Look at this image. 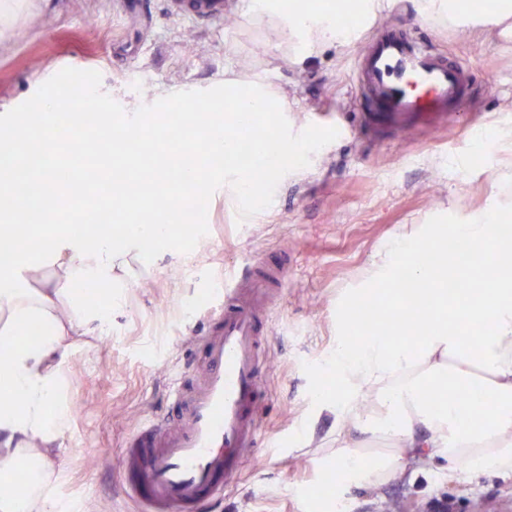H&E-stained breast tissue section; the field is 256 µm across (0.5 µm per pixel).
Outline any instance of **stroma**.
<instances>
[{
  "instance_id": "35a3bbf8",
  "label": "stroma",
  "mask_w": 512,
  "mask_h": 512,
  "mask_svg": "<svg viewBox=\"0 0 512 512\" xmlns=\"http://www.w3.org/2000/svg\"><path fill=\"white\" fill-rule=\"evenodd\" d=\"M0 22V113L30 98L55 63L76 59L114 95L152 104L163 90H206L259 79L284 96L293 132L342 126L346 133L287 174L272 204L238 221L234 193L218 189L208 233L189 254L161 253L91 345L64 361L71 404L55 464L54 496L65 512H136L121 487V459L140 422L171 413L170 368L201 359L195 314L210 278L256 253L290 264L277 293L266 345L265 404L257 414L270 448L245 460L216 512H336L311 492L324 478L337 420L320 405L322 368L347 326L346 300L361 288L376 253L401 234L434 242L446 226L499 207L512 224V152L478 145L487 130L512 129V14L497 0L463 9L437 0H359L346 45L306 54L280 16L254 0H222L214 15L190 17L177 0H18ZM396 26L471 71L467 103L451 123L409 120L391 132L368 128L353 67L373 29ZM316 450L299 452L302 436ZM345 512H512V479L438 472L393 477L377 491L350 487Z\"/></svg>"
}]
</instances>
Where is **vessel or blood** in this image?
I'll use <instances>...</instances> for the list:
<instances>
[{
	"mask_svg": "<svg viewBox=\"0 0 512 512\" xmlns=\"http://www.w3.org/2000/svg\"><path fill=\"white\" fill-rule=\"evenodd\" d=\"M469 77L467 66L389 32L369 44L354 69L356 93L374 130L385 118L459 111ZM287 271V263L256 254L208 285L210 325L197 338V382L187 386L183 372L172 370L168 397L179 414L145 420L123 455L125 489L142 512H207L236 476L240 459L260 445L261 361L273 329L272 298Z\"/></svg>",
	"mask_w": 512,
	"mask_h": 512,
	"instance_id": "vessel-or-blood-1",
	"label": "vessel or blood"
}]
</instances>
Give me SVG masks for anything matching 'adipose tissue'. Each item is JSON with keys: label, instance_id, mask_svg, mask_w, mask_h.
I'll return each instance as SVG.
<instances>
[{"label": "adipose tissue", "instance_id": "1", "mask_svg": "<svg viewBox=\"0 0 512 512\" xmlns=\"http://www.w3.org/2000/svg\"><path fill=\"white\" fill-rule=\"evenodd\" d=\"M493 225L455 224L481 264L494 267L479 295L448 301L439 285L459 273L447 251L431 265H410L419 242L405 237L379 253L372 282L399 274L411 283L402 305L433 321L419 349L372 335L336 339V385L328 403L345 428L331 457L340 487L376 490L394 475L417 478L446 459L449 472L512 475V242L494 241ZM167 225L122 224L113 235L59 231L33 235L0 269V469L32 465L24 489L0 496V512H58L51 456L61 447L70 412L64 395V359L102 329L104 317L85 292L100 291L120 307L149 262L147 245L169 247ZM484 326L479 347L468 328ZM40 328L38 345L19 342L24 326ZM470 390L467 401L434 403L444 384ZM372 397L362 408V397Z\"/></svg>", "mask_w": 512, "mask_h": 512}]
</instances>
